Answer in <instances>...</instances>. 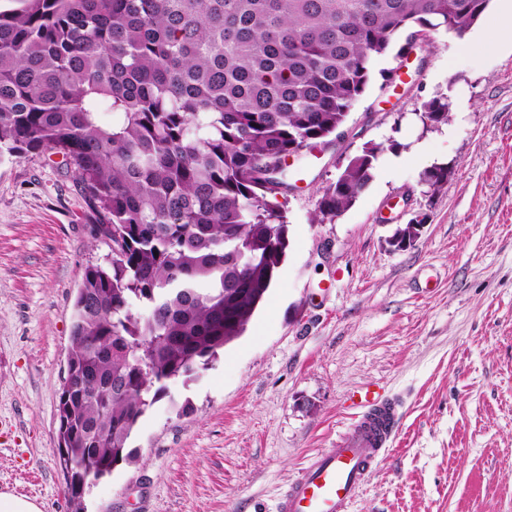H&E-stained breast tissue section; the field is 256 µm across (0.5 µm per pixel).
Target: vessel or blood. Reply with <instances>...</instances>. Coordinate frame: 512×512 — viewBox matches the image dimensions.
<instances>
[{
    "instance_id": "1",
    "label": "vessel or blood",
    "mask_w": 512,
    "mask_h": 512,
    "mask_svg": "<svg viewBox=\"0 0 512 512\" xmlns=\"http://www.w3.org/2000/svg\"><path fill=\"white\" fill-rule=\"evenodd\" d=\"M359 413L281 490L275 512H351L372 467L389 454L403 418L399 395L358 393Z\"/></svg>"
}]
</instances>
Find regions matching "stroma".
Returning <instances> with one entry per match:
<instances>
[{"label":"stroma","instance_id":"35a3bbf8","mask_svg":"<svg viewBox=\"0 0 512 512\" xmlns=\"http://www.w3.org/2000/svg\"><path fill=\"white\" fill-rule=\"evenodd\" d=\"M498 8L464 37L428 32L421 58L375 62L342 137L303 152L268 299L206 370L169 383L84 512H274L368 386L406 406L352 512H512V48L485 47ZM439 95L447 122H424ZM368 142L372 180L318 221ZM439 165L452 174L435 191L421 176ZM417 214L413 246L392 251ZM89 223L61 155L0 158V493L39 512H71L57 406L81 276L108 252Z\"/></svg>","mask_w":512,"mask_h":512}]
</instances>
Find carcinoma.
Segmentation results:
<instances>
[{"label":"carcinoma","instance_id":"1","mask_svg":"<svg viewBox=\"0 0 512 512\" xmlns=\"http://www.w3.org/2000/svg\"><path fill=\"white\" fill-rule=\"evenodd\" d=\"M0 9V154L72 166L109 253L86 267L58 404L73 512L168 381L239 338L286 256L280 163L343 127L406 34L465 35L490 0H17ZM432 123L449 103L424 105ZM367 143L319 222L373 177ZM422 181L448 183L435 166Z\"/></svg>","mask_w":512,"mask_h":512}]
</instances>
